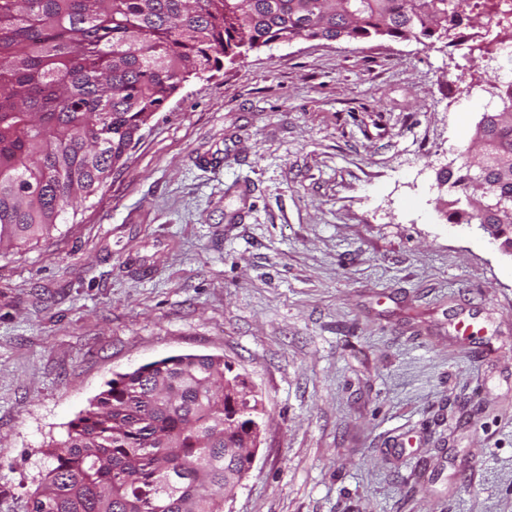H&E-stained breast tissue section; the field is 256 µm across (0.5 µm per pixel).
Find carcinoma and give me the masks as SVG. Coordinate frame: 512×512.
<instances>
[{
    "mask_svg": "<svg viewBox=\"0 0 512 512\" xmlns=\"http://www.w3.org/2000/svg\"><path fill=\"white\" fill-rule=\"evenodd\" d=\"M468 0H0V252L55 229L106 182L154 113L221 58L291 40L448 36ZM482 169L484 188L469 176ZM452 185L469 224L512 197V95ZM222 357L176 355L107 384L41 450L31 512H224ZM150 448L157 459L145 456Z\"/></svg>",
    "mask_w": 512,
    "mask_h": 512,
    "instance_id": "obj_1",
    "label": "carcinoma"
}]
</instances>
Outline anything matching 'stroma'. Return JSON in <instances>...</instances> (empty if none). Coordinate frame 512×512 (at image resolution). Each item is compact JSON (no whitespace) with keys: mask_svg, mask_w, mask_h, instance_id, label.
Instances as JSON below:
<instances>
[{"mask_svg":"<svg viewBox=\"0 0 512 512\" xmlns=\"http://www.w3.org/2000/svg\"><path fill=\"white\" fill-rule=\"evenodd\" d=\"M276 44L190 78L0 253V512L117 374L224 357L266 409L224 512H512V257L449 217L490 95L460 45ZM473 324L463 339L458 320Z\"/></svg>","mask_w":512,"mask_h":512,"instance_id":"1","label":"stroma"}]
</instances>
